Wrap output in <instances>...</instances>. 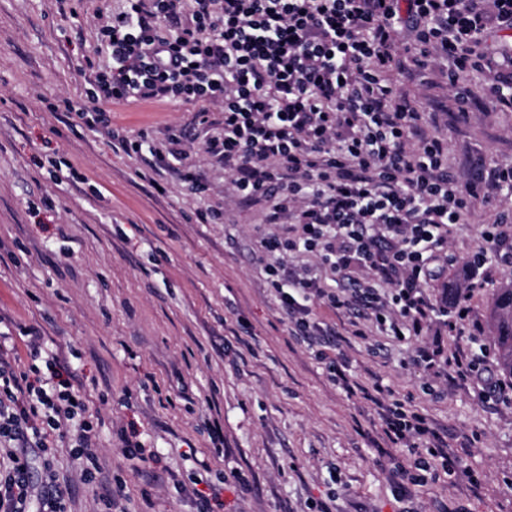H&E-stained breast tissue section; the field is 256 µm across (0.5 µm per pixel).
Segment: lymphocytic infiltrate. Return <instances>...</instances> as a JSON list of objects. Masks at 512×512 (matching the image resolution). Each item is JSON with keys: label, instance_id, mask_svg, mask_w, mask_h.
I'll return each instance as SVG.
<instances>
[{"label": "lymphocytic infiltrate", "instance_id": "lymphocytic-infiltrate-1", "mask_svg": "<svg viewBox=\"0 0 512 512\" xmlns=\"http://www.w3.org/2000/svg\"><path fill=\"white\" fill-rule=\"evenodd\" d=\"M512 29V0H125L102 16L98 33L112 58L108 72L90 71L89 96L99 109H79L92 130L110 131L102 103L158 99L197 105L199 124L211 108L224 114V131L204 143L209 163L223 166L232 201L266 206L267 228L256 263L285 314L292 335L328 361L332 381L354 392L346 358H326L333 325L313 311L322 304L347 316L351 333L415 341L412 366L433 369L438 352L423 338L432 324L448 332L469 324L467 298L439 305L426 292L448 263V233L473 199L512 195V165H494L476 182L448 171V145L428 134L438 112L412 108L392 79L399 60L419 69L449 64L448 83L485 67L497 73L489 95L512 110V55L501 64L483 46L490 30ZM146 133L112 137L126 154L149 151L155 166L173 172L198 193L202 171L182 133L150 146ZM512 216L487 225L470 255L473 287H483L489 255L512 262ZM309 263L300 265L297 255ZM335 286L327 288L324 276ZM31 357L13 365L0 331V442L13 448L0 458V512H26L31 502L30 448L68 442L85 465L87 480L101 474L95 431L70 379L60 378L56 356H42L44 338L25 331ZM483 352L452 356L456 377L476 381L482 397L512 400V384L480 378ZM388 440L414 453L401 480L423 482L425 472L451 471L443 438L426 417L376 383Z\"/></svg>", "mask_w": 512, "mask_h": 512}]
</instances>
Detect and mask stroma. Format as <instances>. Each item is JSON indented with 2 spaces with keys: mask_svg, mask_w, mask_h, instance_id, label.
<instances>
[{
  "mask_svg": "<svg viewBox=\"0 0 512 512\" xmlns=\"http://www.w3.org/2000/svg\"><path fill=\"white\" fill-rule=\"evenodd\" d=\"M122 6L0 0V319L10 325L15 357L26 359L23 331L35 325L61 371L78 376L104 472L86 480L82 461L61 442L49 456L28 449L33 484L43 481L48 458L69 489L65 512H101L110 499L118 512H197L199 480L223 483L224 512H512V404L480 397L447 370L412 368L413 342L359 339L346 318L318 309L339 333L353 381L411 394L456 459L454 475L399 488L395 470L410 466L411 452L385 437L369 400L337 386L289 334L256 269L260 209L235 206L226 223H195L196 210L224 204L222 168L202 163L209 189L196 194L83 124L76 108L88 102L85 62L112 66L96 16ZM486 83V74L469 72L452 89L436 70L397 80L416 108L447 109L438 133L449 171L463 181L482 166L512 162V112L495 106ZM459 88L473 95L463 117ZM209 120L199 125L189 104L112 108L120 133L143 131L157 142L180 131L197 151L223 127L221 113ZM510 208L512 199L474 200L431 295L447 301L448 282L469 273L485 225ZM510 282L512 266L502 267L471 294L486 349L494 347L493 296ZM214 420L224 430L219 449L207 430ZM127 437L143 460L127 458Z\"/></svg>",
  "mask_w": 512,
  "mask_h": 512,
  "instance_id": "1",
  "label": "stroma"
}]
</instances>
